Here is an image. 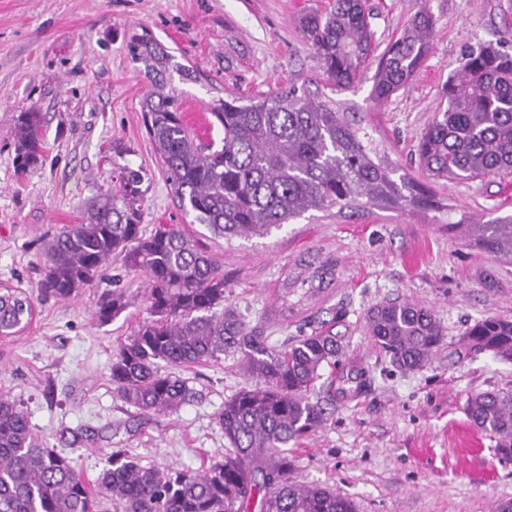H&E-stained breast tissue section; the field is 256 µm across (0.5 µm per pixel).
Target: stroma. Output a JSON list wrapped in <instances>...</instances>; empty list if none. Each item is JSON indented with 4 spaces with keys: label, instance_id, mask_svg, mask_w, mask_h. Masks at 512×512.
I'll return each instance as SVG.
<instances>
[{
    "label": "stroma",
    "instance_id": "1",
    "mask_svg": "<svg viewBox=\"0 0 512 512\" xmlns=\"http://www.w3.org/2000/svg\"><path fill=\"white\" fill-rule=\"evenodd\" d=\"M329 0H0V281L36 289L40 240L81 223L88 203L117 186L122 166L143 168L145 230L180 224L224 261V304L248 331L279 348L321 328L341 336L343 363L370 382L350 401L316 389L326 420L289 445L293 477L347 496L356 512H494L512 499V460L470 423L468 396L512 392V363L466 352L463 333L478 320H512V258L474 244L479 225L512 214V178L443 182L445 209L411 213L310 211L268 236L224 239L177 208L144 128L149 84L126 42L149 31L191 66L175 80L183 99L211 107L234 94L261 97L294 85L363 113L364 124L400 172L426 175L418 139L434 118L462 52L512 43V0H369L375 52L358 88L336 91L299 32V20ZM436 24L418 75L382 104L372 77L381 52L419 9ZM45 116L46 160L15 170L18 113ZM122 289L128 308L102 324L103 289ZM144 276L120 258L100 284L72 301L48 299L21 333L0 338V392L27 415L35 438L65 453L87 480L112 451L141 464L201 469L223 452L216 422L226 400L250 386L236 357L180 368L195 399L169 415L144 416L115 393L110 367L145 316ZM385 301L433 310L445 336L432 360L402 371L374 343L366 314Z\"/></svg>",
    "mask_w": 512,
    "mask_h": 512
}]
</instances>
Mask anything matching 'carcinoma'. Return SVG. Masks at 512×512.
Wrapping results in <instances>:
<instances>
[{
	"mask_svg": "<svg viewBox=\"0 0 512 512\" xmlns=\"http://www.w3.org/2000/svg\"><path fill=\"white\" fill-rule=\"evenodd\" d=\"M366 0H332L329 9L300 19L331 85L354 88L371 56L375 33ZM435 27L422 9L390 40L380 58L370 98L390 99L413 79L426 58ZM151 89L142 102L144 125L167 175L178 208L211 233L263 237L315 210L375 208L440 210L426 183L398 173L377 153L364 116L331 100L316 101L295 86L268 96L219 99L211 115L224 132L221 149L196 141L183 118L182 96L172 85L194 78L193 68L147 31L127 42ZM461 70L443 89L446 107L421 133L416 154L432 182L512 176V50L492 44L468 48ZM42 113L32 105L15 122L17 170L41 165ZM142 168L124 167L119 189H107L86 209L80 224H64L41 240L45 273L33 293L0 282V336H15L32 321L41 298L70 301L92 286L114 256L145 275L146 319L112 357L117 395L146 415L172 413L194 396L174 372L226 354L258 380L224 402L217 424L229 444L202 470L144 466L121 451L111 453L95 482L71 459L45 448L10 395L0 393V512H355L353 502L325 487L291 478L288 443L323 424L313 400L320 370L336 367V335L314 331L273 349L247 331L238 313L224 307V262L179 224L143 230ZM479 247L512 256V215L483 225ZM127 307L125 293L100 296L94 316L104 324ZM370 335L405 371L425 366L444 338L433 311L409 302H386L367 312ZM462 346L512 360V320L489 316L467 329ZM172 371L162 370L163 366ZM367 371L357 365L330 375L331 400L365 391ZM470 422L496 440V454L512 459V393L468 397Z\"/></svg>",
	"mask_w": 512,
	"mask_h": 512,
	"instance_id": "1",
	"label": "carcinoma"
}]
</instances>
